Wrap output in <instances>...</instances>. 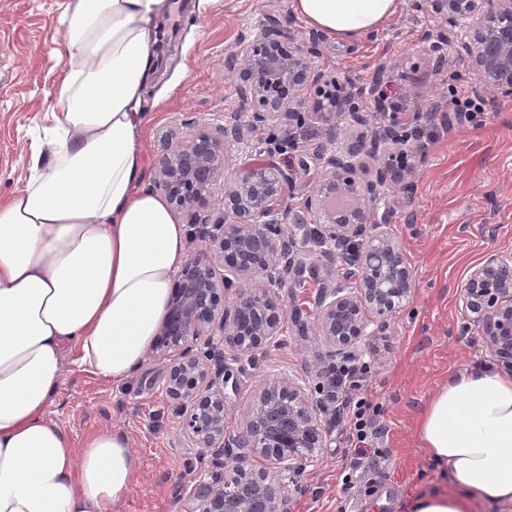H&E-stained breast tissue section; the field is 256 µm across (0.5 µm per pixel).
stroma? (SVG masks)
<instances>
[{
    "mask_svg": "<svg viewBox=\"0 0 512 512\" xmlns=\"http://www.w3.org/2000/svg\"><path fill=\"white\" fill-rule=\"evenodd\" d=\"M69 0H0V199L24 187L28 145L57 104L64 64L57 49L64 39L61 18ZM277 24L298 45L310 28L295 16L291 0H173L161 22L165 31L162 73L148 88L149 114L141 148L153 160L156 134L177 124L210 126L225 114L249 121L252 108L237 90L244 66L238 40ZM311 63L336 78L353 110L377 124L395 111L408 122L411 109L430 110L453 93L476 94L487 105L480 128L459 129L410 157V195H396L379 209L413 270L409 304L387 319L384 335L350 349L367 363L364 383L379 437L374 447L386 458L343 489L344 446L328 434L317 464L298 478L294 512H407L412 497L447 493L451 485L428 458L417 424L434 389L462 370L491 363L481 337L458 313L457 287L488 250L512 248V98L483 84L443 18L423 0H405L402 10L376 35L339 45L321 38ZM317 85L299 95L306 140L269 160L291 177L283 203L301 209L323 175L311 157L322 129L310 116ZM295 267L284 274L280 301L299 314L280 344L242 356L224 383L229 428H237L251 397L273 374L297 375L318 389L341 353L316 333L319 298L325 289L353 278L356 266L315 245L295 248ZM164 367L147 359L122 383H106L71 363L64 384L47 410L75 446L106 427L122 430L138 459L126 499L114 512H195L194 486L200 451L180 434L179 418L162 391Z\"/></svg>",
    "mask_w": 512,
    "mask_h": 512,
    "instance_id": "obj_1",
    "label": "stroma"
}]
</instances>
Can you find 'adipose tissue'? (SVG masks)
<instances>
[{"label":"adipose tissue","instance_id":"adipose-tissue-1","mask_svg":"<svg viewBox=\"0 0 512 512\" xmlns=\"http://www.w3.org/2000/svg\"><path fill=\"white\" fill-rule=\"evenodd\" d=\"M404 0H291L293 13L351 43ZM169 0H69L58 104L29 146L24 188L0 202V512H112L137 457L105 428L75 447L46 410L68 358L106 382L146 360L187 259L184 225L145 182L138 139ZM448 495L411 512L512 505V376L490 368L439 385L418 422Z\"/></svg>","mask_w":512,"mask_h":512}]
</instances>
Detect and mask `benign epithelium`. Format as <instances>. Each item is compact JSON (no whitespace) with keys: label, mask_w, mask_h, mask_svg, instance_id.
<instances>
[{"label":"benign epithelium","mask_w":512,"mask_h":512,"mask_svg":"<svg viewBox=\"0 0 512 512\" xmlns=\"http://www.w3.org/2000/svg\"><path fill=\"white\" fill-rule=\"evenodd\" d=\"M448 23L460 48L483 76L484 85L512 98V0H426ZM281 28H269L238 42L246 61L238 85L253 106L255 128L277 118L289 126L300 91L333 79L312 67L318 35L310 46H291ZM340 95L320 103L313 115L326 127V141L314 156L326 174L302 210L283 206L288 175L272 164L242 167L224 185V206L214 218L194 225L204 247L177 274L168 308L151 346L164 363L162 391L176 404L180 434L201 449L198 512H291L292 492L302 467L319 461L325 447L321 407L306 379L276 375L254 394L236 431H227L224 387L219 379L240 356L275 345L285 333L287 311L277 256L289 251L282 225L298 231L316 224L315 239L332 254L341 243L358 246V276L324 291L318 335L344 351L378 334L383 318L412 297L413 275L400 244L376 221L397 187L410 193L411 171L393 164L401 139L396 116L385 114L371 134L351 145L336 143ZM248 142V130L234 115L215 127L186 131L169 126L159 135L154 186L175 210L206 206L224 177L229 146ZM375 162L371 174L355 176ZM464 319L481 336L494 360L512 369V250L493 251L474 265L456 298Z\"/></svg>","instance_id":"benign-epithelium-1"}]
</instances>
